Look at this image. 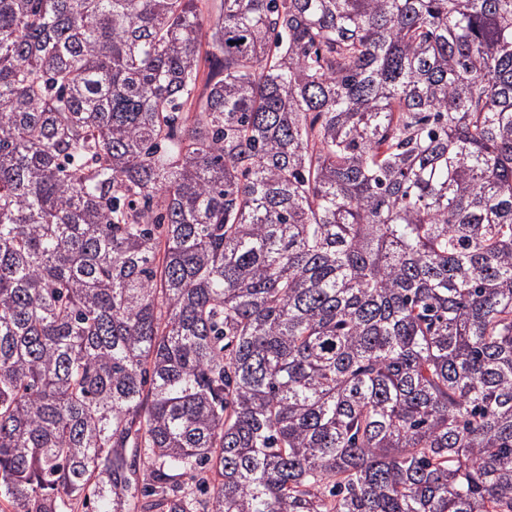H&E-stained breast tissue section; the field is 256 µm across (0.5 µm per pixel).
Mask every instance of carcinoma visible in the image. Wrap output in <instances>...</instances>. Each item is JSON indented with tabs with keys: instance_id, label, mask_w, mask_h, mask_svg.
I'll use <instances>...</instances> for the list:
<instances>
[{
	"instance_id": "cac0c4a2",
	"label": "carcinoma",
	"mask_w": 512,
	"mask_h": 512,
	"mask_svg": "<svg viewBox=\"0 0 512 512\" xmlns=\"http://www.w3.org/2000/svg\"><path fill=\"white\" fill-rule=\"evenodd\" d=\"M208 2L0 0V502L512 512V0Z\"/></svg>"
}]
</instances>
